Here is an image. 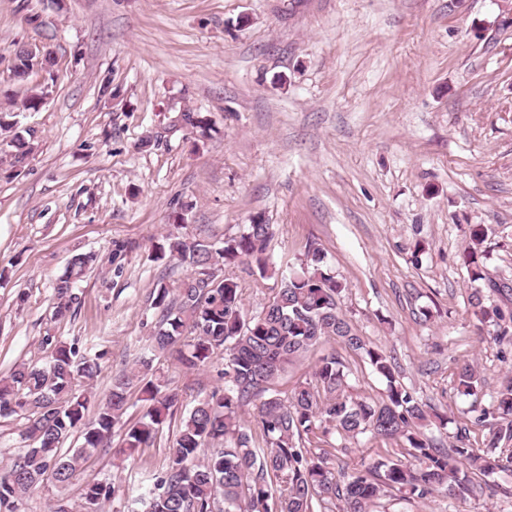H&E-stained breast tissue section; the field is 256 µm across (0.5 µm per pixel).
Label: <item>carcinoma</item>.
Listing matches in <instances>:
<instances>
[{
  "mask_svg": "<svg viewBox=\"0 0 512 512\" xmlns=\"http://www.w3.org/2000/svg\"><path fill=\"white\" fill-rule=\"evenodd\" d=\"M31 60L27 48L15 49L14 79L26 81L33 75ZM50 93L45 83L32 85L18 111H39ZM13 128L0 114L4 156L18 167L34 147ZM181 220L176 217L174 229L163 236L158 258L184 265L189 273L171 284L159 278L152 300L158 318L149 345L159 353L179 347L178 360L188 370L224 356V388L182 414L169 462L154 475L143 512H333L338 501L342 512H373L376 500L389 490L417 499L434 492L454 497L471 490L473 475L488 487L494 475L512 471V448L504 457L475 454L467 446L466 431L460 430L448 451L422 431L425 405L399 382L392 358L342 312L346 284L326 266L320 249L308 251L300 269L286 277L264 258L272 225L254 220L243 225L239 236L216 245L179 232ZM489 232L485 224L468 225L464 258L475 284L469 303L478 320L492 328L494 340L512 342V311L504 309L512 287L490 276L483 264ZM243 260L255 262L260 278L280 280V288L251 315L244 310L238 282L220 274ZM97 263L91 252L71 257L55 281L54 317L67 316L79 303L77 283ZM486 289L499 302H485ZM330 341L360 356L386 382L379 400L347 393L344 364L334 354L318 360L311 381L284 395L272 388L288 366ZM99 359L101 355L48 333L36 359L0 378V417L23 419L21 438L26 442L21 455L0 467V512H19L21 501L46 480L66 487L88 454L110 448L118 427L123 438L113 449V464L124 465L150 447L183 408L179 392L170 388L153 359L141 358L113 376L107 399L89 414L92 394L80 384L97 377ZM456 377L464 395H476L484 387L471 363L462 365ZM134 386L140 387L148 407L139 419L124 421ZM247 408L261 431L260 444L241 419ZM476 422L488 427L487 447L512 444V377L500 384ZM333 434L344 442L368 434L402 439L404 445L364 469L338 474L322 447ZM76 435L81 446H66ZM116 492L109 483H94L85 487L80 503L62 498L53 512H101Z\"/></svg>",
  "mask_w": 512,
  "mask_h": 512,
  "instance_id": "carcinoma-1",
  "label": "carcinoma"
}]
</instances>
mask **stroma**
Instances as JSON below:
<instances>
[{
	"instance_id": "35a3bbf8",
	"label": "stroma",
	"mask_w": 512,
	"mask_h": 512,
	"mask_svg": "<svg viewBox=\"0 0 512 512\" xmlns=\"http://www.w3.org/2000/svg\"><path fill=\"white\" fill-rule=\"evenodd\" d=\"M506 0H0V108L27 84L14 49L50 45L52 95L13 117L32 132L23 168L0 164V373L30 361L45 333L104 351L91 384L104 401L115 373L143 351L154 319L153 261L175 214L183 232L213 243L262 218L266 256L288 271L320 248L347 285L341 299L360 333L384 348L401 384L446 416L444 445L474 422L508 370L512 343L489 339L468 303L467 227H492L491 276L512 280V26ZM207 115L204 144L173 127L175 108ZM129 243L109 261L112 244ZM424 253H417V245ZM99 268L79 283L73 314L53 316L55 280L69 258ZM353 395L379 399L384 382L340 344L325 345ZM485 379L459 393V364ZM156 363L184 405L224 385V361L200 370ZM164 428L125 469L90 456L67 488L31 493L22 512L79 501L87 484L119 489L105 512H130L169 459ZM386 444L368 437L332 451L336 471L362 469ZM504 489L418 502L388 491L378 512H512Z\"/></svg>"
}]
</instances>
